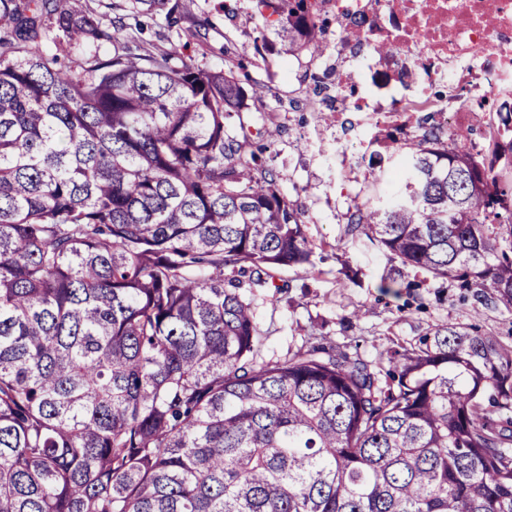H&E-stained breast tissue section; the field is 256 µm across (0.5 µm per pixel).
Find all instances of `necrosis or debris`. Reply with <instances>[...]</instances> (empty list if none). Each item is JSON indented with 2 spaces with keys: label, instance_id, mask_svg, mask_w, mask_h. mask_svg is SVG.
Here are the masks:
<instances>
[{
  "label": "necrosis or debris",
  "instance_id": "necrosis-or-debris-1",
  "mask_svg": "<svg viewBox=\"0 0 512 512\" xmlns=\"http://www.w3.org/2000/svg\"><path fill=\"white\" fill-rule=\"evenodd\" d=\"M330 9L337 22L362 20L340 44L337 91L357 87L402 132L421 112L464 126L473 95L512 92V0H331ZM374 43L390 53H362Z\"/></svg>",
  "mask_w": 512,
  "mask_h": 512
}]
</instances>
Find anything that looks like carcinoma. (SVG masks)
Returning a JSON list of instances; mask_svg holds the SVG:
<instances>
[{
	"mask_svg": "<svg viewBox=\"0 0 512 512\" xmlns=\"http://www.w3.org/2000/svg\"><path fill=\"white\" fill-rule=\"evenodd\" d=\"M288 0L281 39L320 54ZM87 0H0V512H512V347L441 325L365 360L261 357L240 292L311 263L228 120L233 72L157 54ZM121 44L74 66L39 38ZM423 133L349 215L402 264L512 310V103ZM499 95H492L489 97V103L484 105L481 112H478V116L471 125L465 127V130L469 131V142H472L475 146L474 152L485 151L488 148V143L484 139V132L488 125L492 122L491 112H495L496 100Z\"/></svg>",
	"mask_w": 512,
	"mask_h": 512,
	"instance_id": "1",
	"label": "carcinoma"
}]
</instances>
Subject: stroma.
<instances>
[{
    "label": "stroma",
    "instance_id": "obj_1",
    "mask_svg": "<svg viewBox=\"0 0 512 512\" xmlns=\"http://www.w3.org/2000/svg\"><path fill=\"white\" fill-rule=\"evenodd\" d=\"M175 15L159 9L146 16L145 42L201 67L234 72L244 89L265 85L264 97L247 98L231 121L247 149L264 147L263 160L302 214L313 255L309 265L280 270L286 292L270 300L264 290L246 289L265 337L262 356H284L302 343L327 340L358 346L380 361L396 344H415L443 324H463L512 346V311L477 305L472 290L402 265L364 235L351 234L347 217L356 188L336 159L337 144L354 148L359 112L335 114L330 86L336 71V41L342 27L326 25L328 50L285 53L278 38L279 15L258 12L254 0H169ZM244 66L232 70L233 60ZM281 133L264 145L262 130ZM397 278L399 294L383 293L380 281ZM363 309L353 320L354 309Z\"/></svg>",
    "mask_w": 512,
    "mask_h": 512
}]
</instances>
